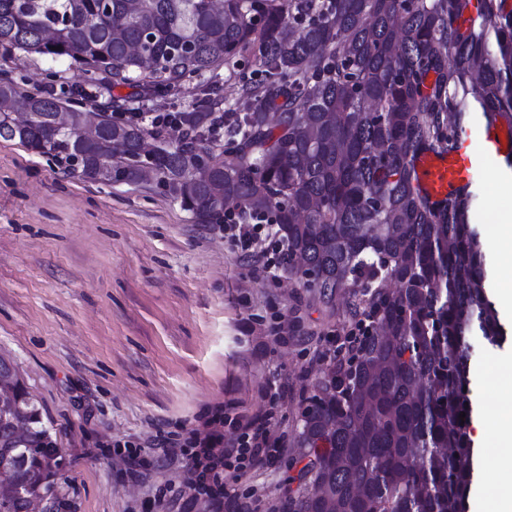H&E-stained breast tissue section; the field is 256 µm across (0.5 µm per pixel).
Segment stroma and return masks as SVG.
Listing matches in <instances>:
<instances>
[{
  "instance_id": "1",
  "label": "stroma",
  "mask_w": 512,
  "mask_h": 512,
  "mask_svg": "<svg viewBox=\"0 0 512 512\" xmlns=\"http://www.w3.org/2000/svg\"><path fill=\"white\" fill-rule=\"evenodd\" d=\"M0 77L31 91L71 86L100 95L67 59H0ZM223 231L136 183H102L15 141L0 139V356L36 398L71 478L74 512H181L182 466L154 439L184 437L202 416L253 415L272 384L287 450L230 480L252 512L288 491L301 396L326 367L321 352L346 332L335 311L280 274L254 271ZM293 322L287 343L265 330ZM497 346L475 341L473 404L498 400L485 367L512 351V322ZM135 450L142 469L126 464Z\"/></svg>"
}]
</instances>
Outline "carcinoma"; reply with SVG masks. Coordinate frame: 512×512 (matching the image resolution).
Instances as JSON below:
<instances>
[{
  "label": "carcinoma",
  "mask_w": 512,
  "mask_h": 512,
  "mask_svg": "<svg viewBox=\"0 0 512 512\" xmlns=\"http://www.w3.org/2000/svg\"><path fill=\"white\" fill-rule=\"evenodd\" d=\"M477 2L469 24L471 0H0L11 54L67 58L143 101L196 91L173 144L156 127L0 78V139L94 181L149 183L197 224H273L284 271L315 273L299 287L326 304L346 298L355 342L303 400L304 465L281 512L467 508L470 338L498 345L503 330L475 192L427 201L412 157L450 149L462 116L512 118V8ZM245 55L258 78L239 82L241 111L221 71ZM18 388L0 421L13 480L0 512H28V493L62 512L70 478L44 462L63 454Z\"/></svg>",
  "instance_id": "carcinoma-1"
}]
</instances>
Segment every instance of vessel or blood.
Wrapping results in <instances>:
<instances>
[{
	"label": "vessel or blood",
	"instance_id": "obj_1",
	"mask_svg": "<svg viewBox=\"0 0 512 512\" xmlns=\"http://www.w3.org/2000/svg\"><path fill=\"white\" fill-rule=\"evenodd\" d=\"M487 158L512 160L511 120L479 124L470 119L463 121L461 135L451 149L417 154L413 165L418 175V190L435 203L447 199L454 190L471 189L476 168Z\"/></svg>",
	"mask_w": 512,
	"mask_h": 512
}]
</instances>
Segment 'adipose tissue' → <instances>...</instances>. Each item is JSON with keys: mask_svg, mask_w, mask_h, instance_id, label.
Segmentation results:
<instances>
[{"mask_svg": "<svg viewBox=\"0 0 512 512\" xmlns=\"http://www.w3.org/2000/svg\"><path fill=\"white\" fill-rule=\"evenodd\" d=\"M489 203L495 213L490 246L499 267L512 270V177L494 175ZM490 384L499 399L487 422L491 441L483 463L494 471L510 470L511 475L477 496L475 512H512V358L499 360Z\"/></svg>", "mask_w": 512, "mask_h": 512, "instance_id": "adipose-tissue-1", "label": "adipose tissue"}]
</instances>
